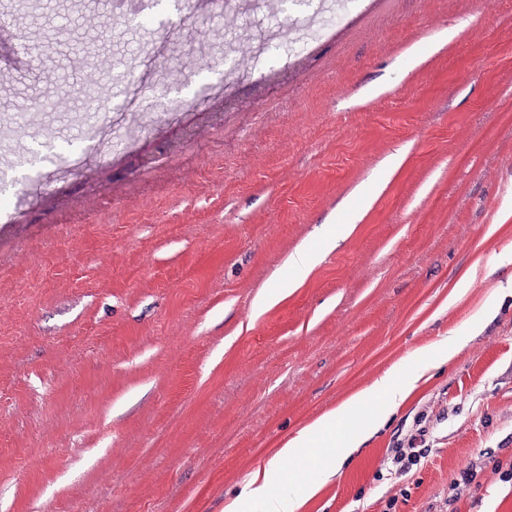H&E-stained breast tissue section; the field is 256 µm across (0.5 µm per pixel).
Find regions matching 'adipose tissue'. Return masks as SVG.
Here are the masks:
<instances>
[{"label":"adipose tissue","instance_id":"1","mask_svg":"<svg viewBox=\"0 0 512 512\" xmlns=\"http://www.w3.org/2000/svg\"><path fill=\"white\" fill-rule=\"evenodd\" d=\"M463 344V337L452 336L414 350L373 384L304 426L277 448L266 468L251 473L244 499L259 512H301L324 483L338 474L343 462L404 401L423 371L451 360ZM306 456L314 459L315 470L299 492H289L285 488L287 476Z\"/></svg>","mask_w":512,"mask_h":512}]
</instances>
